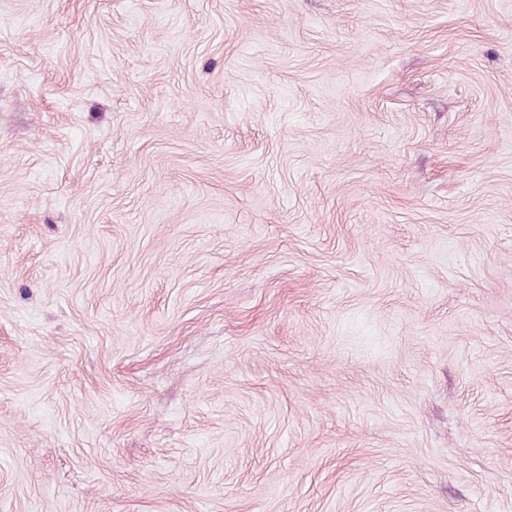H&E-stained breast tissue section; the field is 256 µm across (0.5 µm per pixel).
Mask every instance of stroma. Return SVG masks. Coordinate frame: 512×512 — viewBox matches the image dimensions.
Here are the masks:
<instances>
[{"instance_id": "stroma-1", "label": "stroma", "mask_w": 512, "mask_h": 512, "mask_svg": "<svg viewBox=\"0 0 512 512\" xmlns=\"http://www.w3.org/2000/svg\"><path fill=\"white\" fill-rule=\"evenodd\" d=\"M0 512H512V0H0Z\"/></svg>"}]
</instances>
